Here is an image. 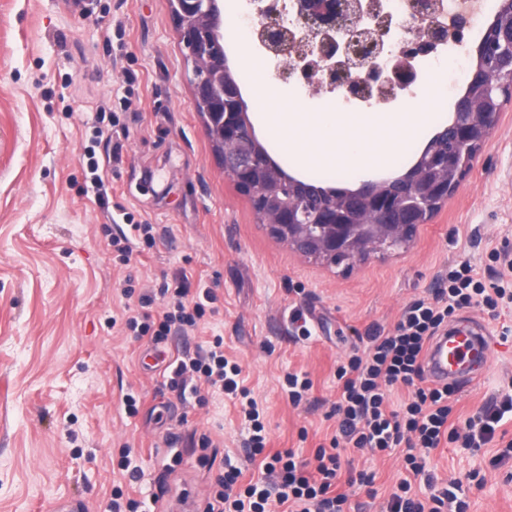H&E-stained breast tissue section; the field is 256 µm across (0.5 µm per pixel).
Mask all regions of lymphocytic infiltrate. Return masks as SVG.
<instances>
[{
    "label": "lymphocytic infiltrate",
    "instance_id": "lymphocytic-infiltrate-1",
    "mask_svg": "<svg viewBox=\"0 0 512 512\" xmlns=\"http://www.w3.org/2000/svg\"><path fill=\"white\" fill-rule=\"evenodd\" d=\"M507 290L500 279L476 272L470 262H460L448 273L446 287L436 289L431 300L409 304L388 333L367 331L363 353H351L336 366L340 392L330 413L338 429L329 446L316 448L303 459L293 450L265 455L267 438L257 401L241 387V367L224 355L223 339L209 348L183 352L169 366L168 387L178 395L199 394L201 387L242 399V411L252 424L247 446L262 458V471L247 486H239L240 469L225 471L219 491L206 512H345L346 494L337 492L342 472L341 450L353 448L371 453L401 450L408 472L381 512H464L465 501L447 487H437L428 464L441 445L458 444L477 452L491 443L506 414H512V393L482 407L463 421L452 422L457 390L428 380L425 361L432 340L456 312L481 308L495 311ZM162 309L151 313L155 299ZM208 288L190 292L186 283L161 289L159 295L142 294L141 310L128 317L126 327L135 339L150 337L161 342L170 333L188 334L215 304ZM410 396L399 408H391L389 396L396 386ZM423 480L430 491L428 501L415 499L413 479Z\"/></svg>",
    "mask_w": 512,
    "mask_h": 512
}]
</instances>
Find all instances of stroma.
I'll list each match as a JSON object with an SVG mask.
<instances>
[{
    "mask_svg": "<svg viewBox=\"0 0 512 512\" xmlns=\"http://www.w3.org/2000/svg\"><path fill=\"white\" fill-rule=\"evenodd\" d=\"M191 79L170 0H0V512H53L68 498L106 512L116 487L137 512L158 502L193 512L225 469L240 467L245 484L259 465L233 400L169 390L165 365L180 352L223 337L263 414L267 453L309 458L338 426L336 363L368 329L391 330L458 262L512 281V101L459 189L405 248L335 264L269 234L225 175ZM99 129L122 142L119 160L108 161L110 142L93 143ZM91 144L110 204L154 227V246L132 241L125 264L101 229L109 214L83 160ZM183 275L213 289L216 313L157 344L130 336L126 309L138 294ZM124 281L133 299L121 296ZM298 311L309 339L293 334ZM471 314L489 331L491 356L458 394L454 412L466 417L512 390V337L500 336L512 303L495 317ZM290 373L313 382L298 406ZM129 394L140 400L132 417ZM495 450L440 448L430 469L461 482L468 512H512V460L491 466ZM343 469L374 476L369 488L339 481L347 512H378L404 462L349 450Z\"/></svg>",
    "mask_w": 512,
    "mask_h": 512,
    "instance_id": "35a3bbf8",
    "label": "stroma"
}]
</instances>
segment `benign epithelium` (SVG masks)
Returning <instances> with one entry per match:
<instances>
[{
    "label": "benign epithelium",
    "instance_id": "7a95c632",
    "mask_svg": "<svg viewBox=\"0 0 512 512\" xmlns=\"http://www.w3.org/2000/svg\"><path fill=\"white\" fill-rule=\"evenodd\" d=\"M172 15L193 65V105L204 109L205 126L211 138L219 141V159L224 172L238 189L255 188L250 195L254 208L270 235L306 256L351 260L372 251H390L406 246L435 209L448 200L464 179L459 155L455 152L422 156L401 180L408 192L398 197L396 209L411 222L391 218L385 194L388 182L367 181L354 191L338 195L330 190L313 189L302 181L286 177L270 161L258 142L247 117L242 93L227 65L226 55L210 46L221 39L223 0H171ZM297 19L319 40L313 47L320 58L331 57L340 48L336 34L350 15V0H295ZM275 4L259 12L262 37L271 51L280 50L285 34ZM377 39L349 40L345 43L354 57L353 70L339 73L326 68L329 81L344 87L346 97H357L371 83L392 78L405 88L414 78L413 62L428 51L420 42L403 46L391 72L374 62ZM478 52L485 66L469 73L471 94L458 99L451 123L441 132L459 148L480 149L496 127L499 113L471 111L472 95L486 99L498 95L500 85L488 73L496 59L512 60V25H488ZM325 199L312 219H307L304 203L311 193Z\"/></svg>",
    "mask_w": 512,
    "mask_h": 512
}]
</instances>
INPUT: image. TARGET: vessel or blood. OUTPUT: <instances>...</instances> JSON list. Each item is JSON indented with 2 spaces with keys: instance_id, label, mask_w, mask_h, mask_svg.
Wrapping results in <instances>:
<instances>
[{
  "instance_id": "obj_1",
  "label": "vessel or blood",
  "mask_w": 512,
  "mask_h": 512,
  "mask_svg": "<svg viewBox=\"0 0 512 512\" xmlns=\"http://www.w3.org/2000/svg\"><path fill=\"white\" fill-rule=\"evenodd\" d=\"M490 344L484 326L473 319L451 325L437 337L427 356L426 374L439 384L471 381L489 362Z\"/></svg>"
}]
</instances>
